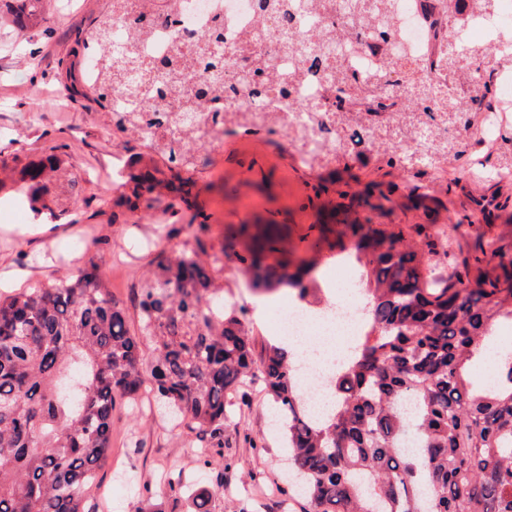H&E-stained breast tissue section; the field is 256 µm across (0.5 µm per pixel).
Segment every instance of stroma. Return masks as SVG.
<instances>
[{
    "label": "stroma",
    "instance_id": "stroma-1",
    "mask_svg": "<svg viewBox=\"0 0 512 512\" xmlns=\"http://www.w3.org/2000/svg\"><path fill=\"white\" fill-rule=\"evenodd\" d=\"M105 6L106 0H52L43 21L29 32L0 27V159L8 163L7 171H0V201L20 196L21 170L51 157L78 181V199L57 219L54 241L21 237L16 227L25 223V215L0 213V268L28 270L24 283L29 286L53 282L94 260L113 296L133 317L139 291L158 262L192 243L185 227L199 211L212 216L203 237L207 254L220 253L225 235L238 225L273 221L281 226V257L291 256L320 270L335 265L343 225H330L317 247L303 240L316 216L308 201L310 187L327 182L322 199L334 204L340 201V188L358 193L375 165L368 155L350 160L332 175L296 167L290 156L271 147L245 143L235 154L211 158L208 170L193 172L189 202L177 217L163 210L172 197L167 171L156 189L159 208L146 216L131 210L130 188L116 187L112 180L114 153L124 150L139 169L160 165L161 159L117 131L111 112L80 82L82 53L75 37ZM392 180L399 189L391 213L372 217L367 209L353 207L350 220L372 219L402 231L405 242L417 246L424 241L419 226L448 230L463 222L468 231L459 243L466 253L479 234L512 240V207L488 224L480 222L473 209L475 198L497 190L512 197V185L497 189L466 176L435 204L411 202L400 173H393ZM216 284L225 309L244 312L254 339L253 354L262 357L273 340L272 317L256 319L257 297L235 259L225 260ZM274 408L257 380L244 381L229 394L224 455L233 465L227 468L217 461L206 468L200 451L211 447L209 436L162 416L151 393L133 401L117 400L112 410V451L91 492L89 512H192L186 494L170 495L168 483L174 479L189 490L211 491L213 512H307L305 499L288 501L278 491L288 476V450L271 426Z\"/></svg>",
    "mask_w": 512,
    "mask_h": 512
}]
</instances>
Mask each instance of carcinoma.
I'll return each instance as SVG.
<instances>
[{"mask_svg":"<svg viewBox=\"0 0 512 512\" xmlns=\"http://www.w3.org/2000/svg\"><path fill=\"white\" fill-rule=\"evenodd\" d=\"M45 0H0V24L20 31L42 19ZM115 4L77 33L83 50L112 45ZM288 27L282 52H299L301 62L316 75L343 73L338 52L329 50L327 34L298 29L306 4L274 6ZM363 21L391 11L390 0H361ZM436 50L442 70L464 77L470 52L461 42L460 26L435 21ZM221 36L207 34L190 55L174 61H151L163 68L161 79L132 86L112 65V52L99 56L92 94L112 104L122 91L119 129L144 136L170 124L167 111L171 88L185 71L199 68L210 77L188 94L183 110L208 117L193 129L189 145L159 143L154 152L169 167L190 172L198 167L201 150L224 132L223 119L213 111L218 92L236 91L239 80L222 79L223 60L205 50ZM254 63L252 74L269 73L275 57L241 46ZM408 91L406 111L396 122L387 119L390 88ZM444 77L431 74V63H414L404 74L395 60L364 80L336 79V128L350 119L374 121L366 151L376 157V171L399 170L407 188L420 199L431 191L413 178L445 164L466 173L467 159L477 144L472 133L482 111L495 96L486 81L468 100V111L456 112L453 135L442 138L430 124L431 108H447L442 98ZM297 130L305 140L312 166L328 170L350 149L342 140L325 146L316 131L325 124L319 106L292 104ZM280 108L247 107L236 113L240 126L261 125L279 131ZM493 164L512 166V137L501 135ZM55 170V166L47 168ZM43 167L23 171L28 199L36 203ZM135 199L154 207L157 180L131 173ZM393 182L371 179L361 202L373 210L392 203ZM482 219L512 204L509 197L473 200ZM351 238L341 243L338 257L355 263L366 296L364 332L355 355L336 371L334 409L315 421L298 385L296 366L282 348L268 345L258 371L277 404L285 431L288 460L296 479L279 487L292 499L303 496L310 512H512V355L494 356L497 380L485 385L473 375L483 345L504 321L512 322V275H486V259L512 265V240L484 238L474 253L461 259L443 231L424 242L434 265L423 268L417 251L402 244L401 232L374 224H352ZM159 265L139 296L140 333L131 331L123 306L112 297L100 266L93 260L49 285L25 288L0 298V512H85L95 473L111 448L112 408L116 397L136 395L144 383L146 344L152 343L153 392L169 413L191 428L212 436L224 448L226 395L254 365L252 347L239 316L215 302L214 282L223 270L221 255L204 260L202 240ZM276 238L267 234L245 255L233 236L224 239L222 255L233 254L247 284L256 292L282 287L308 295L314 267L290 266L275 258ZM451 266L453 273L439 272Z\"/></svg>","mask_w":512,"mask_h":512,"instance_id":"cac0c4a2","label":"carcinoma"}]
</instances>
